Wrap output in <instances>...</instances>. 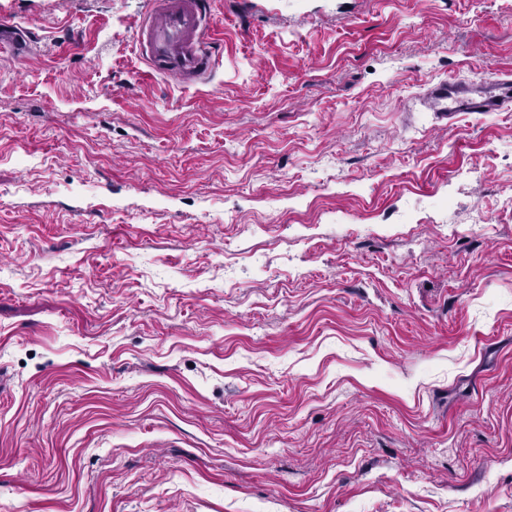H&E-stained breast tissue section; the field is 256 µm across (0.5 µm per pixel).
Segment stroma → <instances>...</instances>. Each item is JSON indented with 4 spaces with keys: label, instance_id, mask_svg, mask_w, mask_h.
Returning a JSON list of instances; mask_svg holds the SVG:
<instances>
[{
    "label": "stroma",
    "instance_id": "stroma-1",
    "mask_svg": "<svg viewBox=\"0 0 512 512\" xmlns=\"http://www.w3.org/2000/svg\"><path fill=\"white\" fill-rule=\"evenodd\" d=\"M151 8L0 0V512H512V0ZM207 0H154L136 41L148 68L183 84L204 81L214 65ZM30 38L28 34L17 26L0 24V47L7 48L13 57L24 60L30 54ZM424 99L430 111L449 120L456 112H512V76L470 84L441 81L427 88Z\"/></svg>",
    "mask_w": 512,
    "mask_h": 512
}]
</instances>
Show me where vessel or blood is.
Listing matches in <instances>:
<instances>
[{
	"instance_id": "1",
	"label": "vessel or blood",
	"mask_w": 512,
	"mask_h": 512,
	"mask_svg": "<svg viewBox=\"0 0 512 512\" xmlns=\"http://www.w3.org/2000/svg\"><path fill=\"white\" fill-rule=\"evenodd\" d=\"M30 38L19 27L0 24V47L25 59ZM136 41L148 68L183 84L204 81L214 65L208 0H153ZM430 111L451 117L458 112H512V78L465 84L441 81L424 94Z\"/></svg>"
}]
</instances>
